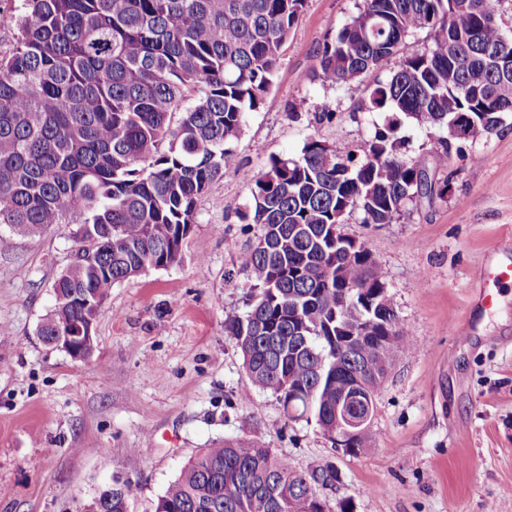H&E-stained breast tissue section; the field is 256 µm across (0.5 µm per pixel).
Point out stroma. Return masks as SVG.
Listing matches in <instances>:
<instances>
[{
	"label": "stroma",
	"mask_w": 512,
	"mask_h": 512,
	"mask_svg": "<svg viewBox=\"0 0 512 512\" xmlns=\"http://www.w3.org/2000/svg\"><path fill=\"white\" fill-rule=\"evenodd\" d=\"M355 12L356 0H307L234 162L197 202L180 261L112 288L89 360L38 335L76 247L73 225L28 236L0 226L11 238L0 247V512H82L116 478L136 487L130 512H155L200 449L243 437L297 469H335L320 491L326 512H512V288L495 309L476 306L483 269L512 257V114L497 133L452 143L439 166L429 148L442 131L405 125L409 154L449 178L447 199L408 207L394 224L341 227L385 268L417 341L390 363L369 447L352 456L316 423H285L271 392L238 397L248 376L224 322L247 310L241 255L258 228L237 210L251 177L271 158L297 156L311 135L359 152L385 121L360 110L365 83L309 78ZM322 111L335 120L317 123Z\"/></svg>",
	"instance_id": "obj_1"
}]
</instances>
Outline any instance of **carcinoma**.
I'll return each mask as SVG.
<instances>
[{
  "instance_id": "carcinoma-1",
  "label": "carcinoma",
  "mask_w": 512,
  "mask_h": 512,
  "mask_svg": "<svg viewBox=\"0 0 512 512\" xmlns=\"http://www.w3.org/2000/svg\"><path fill=\"white\" fill-rule=\"evenodd\" d=\"M305 2L23 0L19 36L0 52V224L18 235L74 224L83 243L53 283L39 335L69 332L94 318L86 300L101 307L113 286L179 260L197 199L224 175ZM504 3L357 0L324 45L313 78L367 82L360 109L387 116L359 158L310 136L298 157L273 158L252 178L239 212L259 226L242 256L248 310L225 321L250 381L240 399L268 390L287 420L313 418L330 434L349 387L361 384L359 406L373 408L385 376L367 367L374 352L344 349L338 324L368 315L373 346L391 336L394 349L414 351L385 269L364 242L330 233L353 215L394 224L408 205L448 196L449 179L407 155L404 122L448 131L465 113L482 135L503 125L512 113ZM422 32L430 42L405 49ZM336 242L357 246L353 260ZM371 439L368 421L342 450L356 456ZM335 479L328 466L300 472L241 438L189 460L155 512H324L317 486ZM133 494L131 481L114 480L99 493L101 512H126Z\"/></svg>"
}]
</instances>
